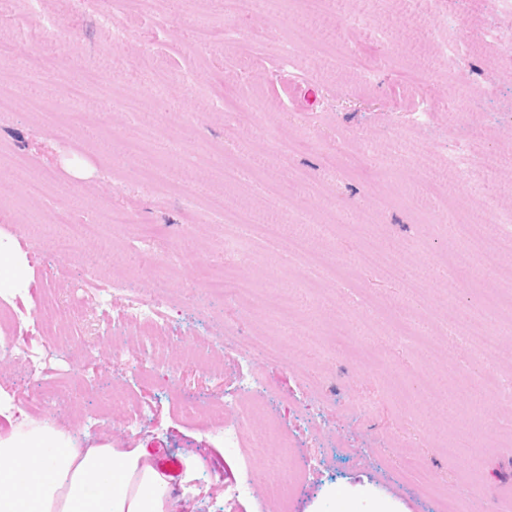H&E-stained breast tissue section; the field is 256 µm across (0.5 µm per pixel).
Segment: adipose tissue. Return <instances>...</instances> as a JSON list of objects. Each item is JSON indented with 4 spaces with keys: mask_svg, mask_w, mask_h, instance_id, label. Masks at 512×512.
Returning <instances> with one entry per match:
<instances>
[{
    "mask_svg": "<svg viewBox=\"0 0 512 512\" xmlns=\"http://www.w3.org/2000/svg\"><path fill=\"white\" fill-rule=\"evenodd\" d=\"M171 481L140 446L92 439L83 447L40 421L0 432V512H172ZM330 497L336 512H405L367 485Z\"/></svg>",
    "mask_w": 512,
    "mask_h": 512,
    "instance_id": "ef3b65f1",
    "label": "adipose tissue"
}]
</instances>
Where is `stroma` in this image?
Returning a JSON list of instances; mask_svg holds the SVG:
<instances>
[{
    "instance_id": "35a3bbf8",
    "label": "stroma",
    "mask_w": 512,
    "mask_h": 512,
    "mask_svg": "<svg viewBox=\"0 0 512 512\" xmlns=\"http://www.w3.org/2000/svg\"><path fill=\"white\" fill-rule=\"evenodd\" d=\"M301 9L300 0H269L228 21L221 0H42L57 27L41 41L22 26L0 31L14 41L12 59L0 61V93L15 97L0 112V242L20 251L26 269L0 304L17 316L29 351L55 367L38 379L0 359V392L17 409L0 417V430L48 420L42 400L56 392L58 429L199 458L195 512H331V489L364 481L407 512H512V406L487 396L473 412L460 388L488 369L512 373V327L499 325L487 351L459 318L478 313L485 284L512 290V261L483 274L465 239L413 205L433 159L463 146L478 168L490 154L512 157V55L490 44L452 67L437 59L473 31L511 42L512 17L501 0H453L444 17L430 0H334L314 22ZM106 10L130 31L123 44L101 33ZM342 16L353 25L341 28ZM228 23L259 37L197 43L198 29L220 34ZM343 42L373 66L370 85ZM39 44L60 48V77H24ZM116 55L131 78L101 71L73 101L70 80ZM284 132L298 144L285 166L272 149ZM129 140L143 147L132 159ZM216 148L239 160L236 183H225ZM17 153L26 169L13 167ZM292 167L313 175L314 192L291 183ZM440 184L448 209L471 218L512 210V165L486 170L477 187L452 176ZM115 207L132 226L109 223ZM59 209L73 223L99 224L98 236L55 254L69 231L47 221ZM236 210L253 212L256 225L226 220ZM355 223L362 237L346 235ZM265 224L302 226L310 250L336 255L338 269L292 254L287 239L264 236ZM392 263L399 277L387 276ZM224 269L255 285L250 302L205 293L208 276ZM92 271L159 298L173 327L165 360L138 349L136 330L114 335L92 315L81 327L52 320L46 298L65 300ZM281 288L285 320L272 310ZM338 323L352 348L334 342ZM194 335L223 338L226 348L184 362ZM249 375L268 406L248 427L273 424L286 445L267 458L280 459L282 482H304L285 500L266 495V458L225 448L210 410ZM116 386L140 411L134 423L112 402ZM187 402L196 414L184 413ZM247 475L250 493L234 496Z\"/></svg>"
}]
</instances>
